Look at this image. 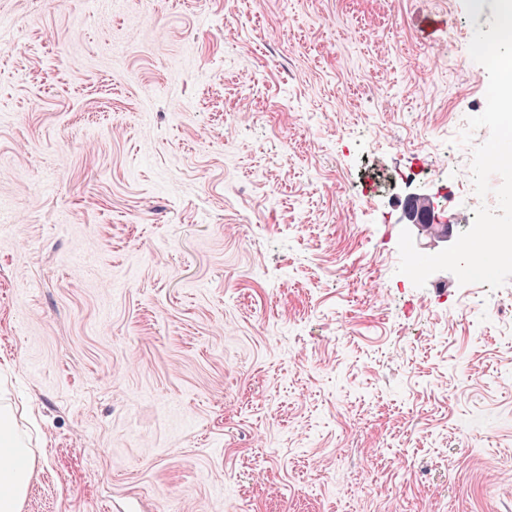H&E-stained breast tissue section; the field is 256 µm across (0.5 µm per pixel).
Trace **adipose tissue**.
Here are the masks:
<instances>
[{
  "mask_svg": "<svg viewBox=\"0 0 512 512\" xmlns=\"http://www.w3.org/2000/svg\"><path fill=\"white\" fill-rule=\"evenodd\" d=\"M33 455L9 408L0 407V512H19Z\"/></svg>",
  "mask_w": 512,
  "mask_h": 512,
  "instance_id": "adipose-tissue-1",
  "label": "adipose tissue"
}]
</instances>
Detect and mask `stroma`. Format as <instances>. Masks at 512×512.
Masks as SVG:
<instances>
[{"mask_svg":"<svg viewBox=\"0 0 512 512\" xmlns=\"http://www.w3.org/2000/svg\"><path fill=\"white\" fill-rule=\"evenodd\" d=\"M493 0H0L20 512H512V279L479 206Z\"/></svg>","mask_w":512,"mask_h":512,"instance_id":"obj_1","label":"stroma"}]
</instances>
